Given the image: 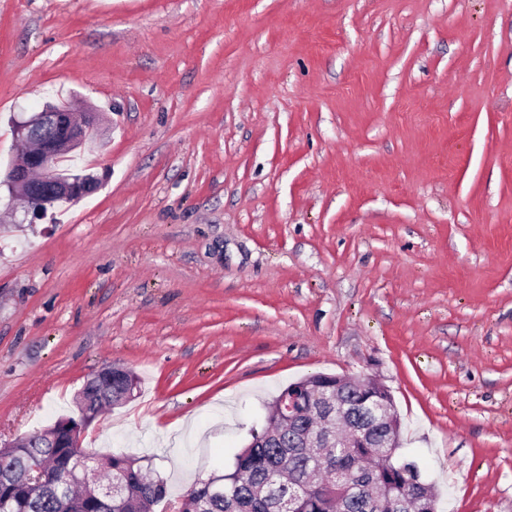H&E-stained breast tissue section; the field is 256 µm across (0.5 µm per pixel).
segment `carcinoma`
<instances>
[{
  "label": "carcinoma",
  "mask_w": 512,
  "mask_h": 512,
  "mask_svg": "<svg viewBox=\"0 0 512 512\" xmlns=\"http://www.w3.org/2000/svg\"><path fill=\"white\" fill-rule=\"evenodd\" d=\"M137 386L114 373L88 380L79 392L90 410L101 404L119 405L134 394ZM345 422L370 428L374 437L381 426L354 405L353 392L343 396ZM312 422L311 414L288 424L273 407L267 406L266 425L253 431L251 440L236 454L233 469L221 475L218 484L201 480L180 496L183 512H281L290 504L294 512H373L369 508L370 484L379 482L393 493L408 496L407 507L397 512H416L429 486L414 460L389 458L390 448H325L316 455L304 447L301 435ZM69 433L59 429L50 439L29 435L9 448H0V512H150L167 498L163 479L142 472L129 455L109 456L104 464L108 480L120 484L113 497H94L80 480L95 483V474L83 476L77 460L93 469L82 448L69 447ZM325 469L354 473L360 487L324 482L316 474L314 457Z\"/></svg>",
  "instance_id": "carcinoma-1"
}]
</instances>
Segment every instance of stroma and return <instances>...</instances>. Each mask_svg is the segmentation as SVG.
I'll list each match as a JSON object with an SVG mask.
<instances>
[{"mask_svg": "<svg viewBox=\"0 0 512 512\" xmlns=\"http://www.w3.org/2000/svg\"><path fill=\"white\" fill-rule=\"evenodd\" d=\"M100 112V189L0 186V439L73 415L170 496L314 373L391 391L440 512H512V0H0L13 122ZM121 371L123 373H129V370L120 365L109 364L100 370L93 373V377L98 375H108L111 377H100L94 380L88 379L84 384L83 388L78 394L77 404L81 398L84 397L91 411L99 413L101 404L108 401V404L119 405L123 401H126L128 395L134 396V391L137 389L139 384L138 376L133 373L135 384L131 386L128 378L121 374L114 373L112 371Z\"/></svg>", "mask_w": 512, "mask_h": 512, "instance_id": "obj_1", "label": "stroma"}]
</instances>
